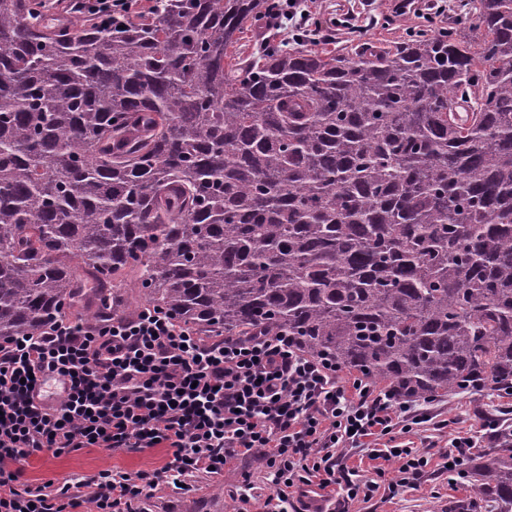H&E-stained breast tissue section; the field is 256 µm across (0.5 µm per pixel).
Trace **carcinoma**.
I'll return each instance as SVG.
<instances>
[{"label": "carcinoma", "instance_id": "carcinoma-1", "mask_svg": "<svg viewBox=\"0 0 512 512\" xmlns=\"http://www.w3.org/2000/svg\"><path fill=\"white\" fill-rule=\"evenodd\" d=\"M266 0H0V339L154 306L431 403L512 394V0L242 56ZM457 512H512V436ZM47 12L55 9V3H64L67 14H79L92 20L112 22L118 17L133 16L139 9L140 0H39ZM59 16L65 15L62 9H57Z\"/></svg>", "mask_w": 512, "mask_h": 512}]
</instances>
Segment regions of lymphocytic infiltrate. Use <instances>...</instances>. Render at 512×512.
Returning a JSON list of instances; mask_svg holds the SVG:
<instances>
[{
    "label": "lymphocytic infiltrate",
    "mask_w": 512,
    "mask_h": 512,
    "mask_svg": "<svg viewBox=\"0 0 512 512\" xmlns=\"http://www.w3.org/2000/svg\"><path fill=\"white\" fill-rule=\"evenodd\" d=\"M63 2L66 13L109 22L136 14L140 0ZM265 19L291 20L293 41L325 37L305 0H269ZM341 372L288 335H204L153 307L92 324L61 316L0 342V512H75L82 495L71 483H21L19 465L84 448L167 451L161 468L91 478L97 512H124L160 484L252 458L265 464L281 505L292 488L336 487L341 505L371 495L341 449L424 427L433 415L366 378L343 382ZM380 456L395 473L392 489H421L427 456L394 446Z\"/></svg>",
    "instance_id": "1"
}]
</instances>
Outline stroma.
I'll return each instance as SVG.
<instances>
[{"mask_svg":"<svg viewBox=\"0 0 512 512\" xmlns=\"http://www.w3.org/2000/svg\"><path fill=\"white\" fill-rule=\"evenodd\" d=\"M312 9L325 25L330 43L336 45L357 39H399L424 22L415 12L396 15L394 0H314ZM431 409L436 420L446 421V428L428 425L393 435L397 445L420 451L434 449L425 487L417 491L389 489L388 477L376 475L372 458L383 443L370 439L363 447L345 449V463L358 479H377L380 487L371 499L350 501L348 512H450L457 501L475 494L471 482L449 480L440 453L454 437L477 434L483 415L500 416L511 426L512 397L485 389L445 399L432 404ZM165 461L162 448L129 454L85 448L57 458L32 457L24 466L22 480L33 485H58L67 480H90L104 469L133 477L140 471L160 468ZM186 482L184 491L170 484L159 485L144 500L143 512H267V501L276 494L268 470L255 459L235 462L220 476L194 473Z\"/></svg>","mask_w":512,"mask_h":512,"instance_id":"1","label":"stroma"}]
</instances>
